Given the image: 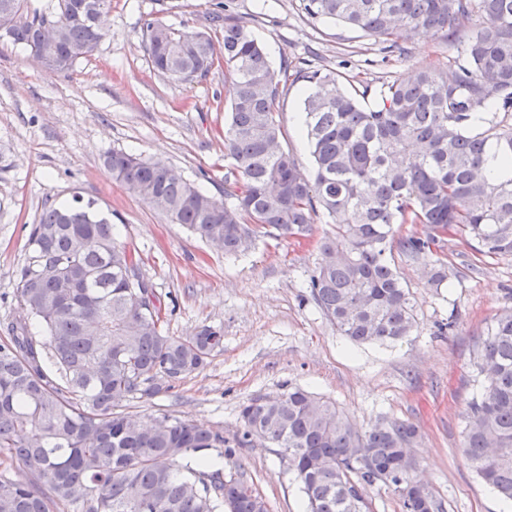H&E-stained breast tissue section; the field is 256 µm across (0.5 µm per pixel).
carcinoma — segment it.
Listing matches in <instances>:
<instances>
[{"label": "carcinoma", "instance_id": "carcinoma-1", "mask_svg": "<svg viewBox=\"0 0 512 512\" xmlns=\"http://www.w3.org/2000/svg\"><path fill=\"white\" fill-rule=\"evenodd\" d=\"M314 21L334 20L401 41L429 28L452 42L473 23L463 57L445 72L419 69L371 89L330 69L304 71L302 101L314 161L307 177L281 145L275 104L280 79L263 48L230 15L224 66L231 74L224 149L235 161L236 189L222 202L160 161L123 151L104 156L113 180L215 249L247 252L254 228L308 237L323 211L334 237L320 258L309 296L340 335L356 344H395L411 334L416 307L392 263L393 250L433 256L440 230L468 235L490 254L512 255V127L485 118L512 111V0H303ZM111 0H0V40L48 71L68 72L109 30L94 22ZM142 38L153 68L180 82L215 64L211 34L186 38L155 21ZM374 98L372 106L365 100ZM484 128L475 130L476 121ZM421 224L424 236H404ZM17 273L18 303L36 320L8 322L0 342V453L30 477L0 476V512H268L244 473L203 451L224 434L167 414L144 419L118 410L150 399L174 375L203 368L223 347V331L202 325L188 338L161 329L153 285L128 269L132 255L112 218L77 197L45 208L31 225ZM427 283L448 285L440 260ZM477 386L464 412L461 453L481 481L512 504V312L497 316L479 349ZM236 447L258 438L281 449L303 496L304 512H360L359 490L392 489L404 512H441L431 488L415 491L414 424L382 420L356 431L335 403L300 387L254 396L240 410Z\"/></svg>", "mask_w": 512, "mask_h": 512}]
</instances>
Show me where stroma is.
Instances as JSON below:
<instances>
[{
    "mask_svg": "<svg viewBox=\"0 0 512 512\" xmlns=\"http://www.w3.org/2000/svg\"><path fill=\"white\" fill-rule=\"evenodd\" d=\"M217 1L253 33L275 70H288L276 100L281 142L308 173L312 158L296 122L307 85L296 72L332 69L375 87L422 67L445 69L464 47L424 30L406 40L407 54L391 52L336 22L309 21L301 0H112L108 37L58 75L0 41V323L21 314L16 272L43 208L76 195L95 200L167 309L164 332L186 337L203 325L224 332L223 348L202 370L151 401L128 402L127 411L166 413L223 432L236 448L225 471L243 470L268 512H302L278 449L257 439L236 445L244 401L301 387L335 401L360 431L384 418L414 423L417 473L444 512H504L460 448L476 352L493 318L512 310L511 255L479 251L468 237L448 233L437 251L448 285L435 290L426 284V260L394 254L415 297L416 327L394 345H355L306 288L316 242L331 232L327 215H317L311 239L264 236L247 254L228 256L107 176L104 155L122 150L162 160L223 198L234 166L224 150V68L174 82L153 70L142 45L145 21L191 35L206 26Z\"/></svg>",
    "mask_w": 512,
    "mask_h": 512,
    "instance_id": "1",
    "label": "stroma"
}]
</instances>
